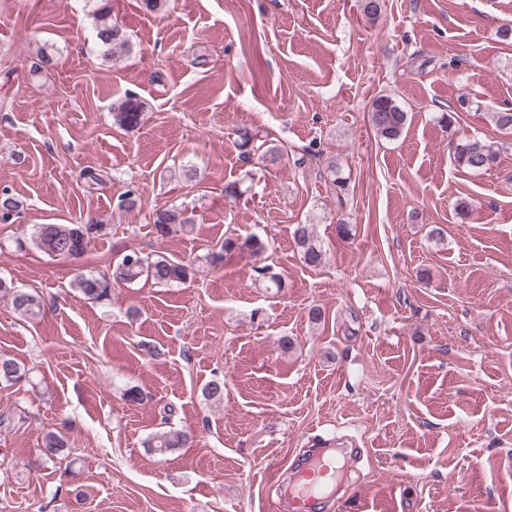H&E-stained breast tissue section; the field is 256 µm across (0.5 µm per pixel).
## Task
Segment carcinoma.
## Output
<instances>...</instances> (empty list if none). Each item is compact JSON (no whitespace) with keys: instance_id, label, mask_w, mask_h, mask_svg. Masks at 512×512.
I'll list each match as a JSON object with an SVG mask.
<instances>
[{"instance_id":"1","label":"carcinoma","mask_w":512,"mask_h":512,"mask_svg":"<svg viewBox=\"0 0 512 512\" xmlns=\"http://www.w3.org/2000/svg\"><path fill=\"white\" fill-rule=\"evenodd\" d=\"M96 38L101 49L102 59L112 61L131 52V43L125 27L112 18L111 0H98L93 10ZM115 121L125 128H136L144 116V107L136 95L129 93L119 104L112 107ZM369 121L376 135L385 140H396L403 134L407 121V112L387 95L375 97L370 105ZM236 144L240 156L246 161L258 158L264 167L275 166L281 159L277 147H266L258 143L257 135L247 127L235 130ZM453 160L457 167L470 172L486 173L497 165L498 151L495 146L477 136L464 137L453 145ZM20 201L12 192L0 190V223H11L18 211ZM191 223L186 211L177 207H160L153 212V229L157 236H168L174 226L184 227ZM103 231L100 224H36L31 235L32 245L49 255L58 250L70 258H80L86 252L96 235ZM293 239L302 262L310 268L320 267L326 253L312 234L310 225L297 224L293 230ZM248 251L260 255L265 244L256 236L243 238L226 237L208 253L209 265L218 267L224 259L235 252ZM255 281L267 288H282V280L269 264L254 267ZM191 276V267L183 262L167 258L162 254L145 253L129 249L114 258L111 275L81 273L74 279L75 287L86 297L94 300H106L112 292V285H128L144 280L159 285H173L185 282ZM12 296L16 310L35 316L40 312V303L35 296L14 291L6 281L0 279V293ZM25 365L14 358L0 356V383L15 385L25 379ZM186 432L169 429L150 436L146 447L158 454H166L187 445ZM69 447L66 436L60 431L47 432L42 440V464L55 460Z\"/></svg>"}]
</instances>
